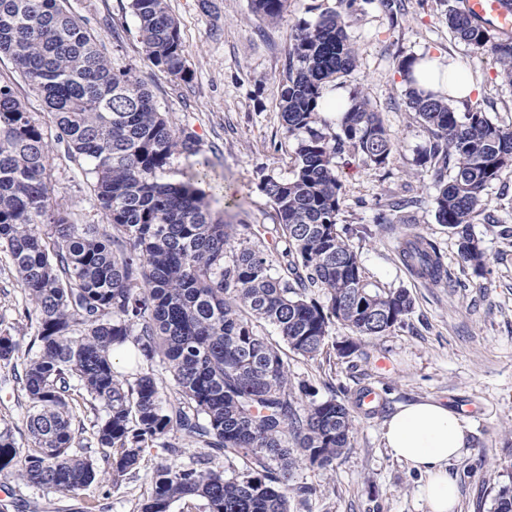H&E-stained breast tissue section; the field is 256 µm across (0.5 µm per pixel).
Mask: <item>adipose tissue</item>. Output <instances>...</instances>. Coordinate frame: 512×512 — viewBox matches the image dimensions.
<instances>
[{
  "instance_id": "1",
  "label": "adipose tissue",
  "mask_w": 512,
  "mask_h": 512,
  "mask_svg": "<svg viewBox=\"0 0 512 512\" xmlns=\"http://www.w3.org/2000/svg\"><path fill=\"white\" fill-rule=\"evenodd\" d=\"M414 76L418 87L442 92L455 104L474 90L468 70L447 54H427L425 63L415 66ZM382 436L394 458L425 476L421 496L428 512H457L458 487L448 463L468 445L464 420L438 403H413L385 422Z\"/></svg>"
}]
</instances>
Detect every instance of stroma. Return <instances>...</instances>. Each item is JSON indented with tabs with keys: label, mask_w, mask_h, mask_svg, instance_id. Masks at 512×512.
Listing matches in <instances>:
<instances>
[{
	"label": "stroma",
	"mask_w": 512,
	"mask_h": 512,
	"mask_svg": "<svg viewBox=\"0 0 512 512\" xmlns=\"http://www.w3.org/2000/svg\"><path fill=\"white\" fill-rule=\"evenodd\" d=\"M78 20L91 29L114 71L130 70L152 91L160 111L174 129L193 133L199 152L175 157L164 178L187 180L206 163L207 180L198 187L213 215L244 225L247 247L272 251L278 236L274 207L259 185L269 175L291 177L296 139L279 111L288 50L304 24L327 11L349 14L347 34L357 50L355 68L341 79L344 91H362L395 140L388 165L377 169L361 156L343 153L336 173L345 193L339 226L361 228L350 243L362 275L372 288L407 290L414 301L402 324L375 337L348 357L335 344L353 340L342 323L330 327L332 345L316 359L288 356L292 385L312 388L314 400L334 397L354 402L364 388L377 391L375 412L354 410L351 446L330 466L300 462L298 486L314 493L301 500L290 493V512H427L421 499L420 475L393 459L382 439L384 422L403 406L437 402L462 416L469 445L452 461L459 512H493V497L512 485V171H504L486 190L485 212L471 231L486 253V274L475 276L459 254L457 235L435 217L430 201L433 171L415 159L430 135L409 108L398 63L418 54H452L464 63L476 89L471 103L481 104L490 118L512 129V86L502 82L491 57L454 39L445 18L444 0H401L390 18L382 0H288L280 19L268 22L252 9L251 0H167L179 21L191 81L158 72L148 62L128 0H70ZM50 185L55 205L72 223L106 229L95 206L91 179L71 162L61 145L50 143ZM417 199L409 214L412 229L431 239L445 255L447 282L434 285L401 263L397 242L410 227L379 224L378 210L397 198ZM25 297L10 257L0 252V322L10 326L20 344L31 331L20 320ZM25 393L20 383L0 376V428L9 427L20 446H28ZM90 455L96 481L74 494L46 492L20 480L7 481L0 504L7 512H137L151 491L156 459L144 455L133 477L112 486L109 466L98 449Z\"/></svg>",
	"instance_id": "stroma-1"
}]
</instances>
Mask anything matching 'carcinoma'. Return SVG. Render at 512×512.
<instances>
[{"label":"carcinoma","instance_id":"obj_1","mask_svg":"<svg viewBox=\"0 0 512 512\" xmlns=\"http://www.w3.org/2000/svg\"><path fill=\"white\" fill-rule=\"evenodd\" d=\"M448 6V28L493 58L512 85V36L481 22L462 2ZM288 0H252L261 19L278 20ZM148 61L187 78L180 27L166 0H129ZM347 14L330 11L305 25L288 51L280 112L297 139L293 176H268L284 248L269 254L243 245L238 225L212 219L195 183L165 182L177 156L198 153V141L176 131L151 91L129 71L115 72L96 37L72 15L67 0H0V54L43 99L55 139L87 166L94 202L109 230L72 224L55 210L47 134L10 84L0 83V252L15 267L31 307L33 329L24 355L10 329L0 328V369L27 396L31 447L0 430V476L49 492L84 490L97 478L76 440L109 451V477L120 485L144 454L162 449L152 489L137 512H171L179 501H202V512H290L288 490L304 458L330 466L350 444L352 411L334 397L312 401L311 388L291 385L286 353L257 331L274 325L287 348L320 356L331 324L360 341L381 336L412 311L404 291L379 292L364 282L353 229L337 227L343 184L336 157L361 155L386 166L395 142L361 92L339 120L318 103L355 67ZM424 121L429 147L416 164L430 167L435 217L459 238L475 274L484 252L470 233L483 193L512 168V131L481 105L460 114L443 98L408 91ZM402 262L433 284L448 276L438 246L418 233L398 244ZM322 292L324 300L312 296ZM132 343L146 364L134 381L121 379L112 350ZM168 372L176 402L163 401L153 365ZM202 445L187 464L167 457L180 449L169 433ZM239 460L231 478L212 460ZM493 512H512V488H499Z\"/></svg>","mask_w":512,"mask_h":512}]
</instances>
